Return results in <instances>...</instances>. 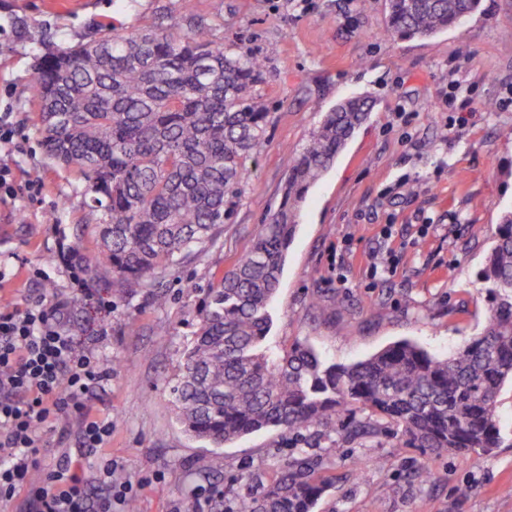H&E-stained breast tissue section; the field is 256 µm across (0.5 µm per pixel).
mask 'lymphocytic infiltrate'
I'll return each instance as SVG.
<instances>
[{"mask_svg":"<svg viewBox=\"0 0 512 512\" xmlns=\"http://www.w3.org/2000/svg\"><path fill=\"white\" fill-rule=\"evenodd\" d=\"M66 302L39 298L22 308L0 309V503L25 496L33 512H113L135 495L132 481H117L114 461L90 478L82 456L65 455L40 483L32 474L46 450L44 428L76 418L80 445L105 448L112 424L93 414L92 391L109 378L93 343L82 341L65 319ZM106 486L91 501L92 481Z\"/></svg>","mask_w":512,"mask_h":512,"instance_id":"obj_1","label":"lymphocytic infiltrate"}]
</instances>
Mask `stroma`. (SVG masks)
Returning <instances> with one entry per match:
<instances>
[{
  "mask_svg": "<svg viewBox=\"0 0 512 512\" xmlns=\"http://www.w3.org/2000/svg\"><path fill=\"white\" fill-rule=\"evenodd\" d=\"M460 29L428 39L386 32V0H0V82L11 91L23 152H2L18 179L39 177L44 203L0 204V287L22 307L66 297L65 257L90 199L77 174L41 146L35 75L45 45L67 47L101 28L122 32L163 23L187 29L185 11L218 35L265 58L258 87L272 110L266 140L242 198L215 245L161 278L168 295L112 300L109 318L73 305L69 318L111 370L90 403L111 421L105 455L119 478L151 477L136 512H213L232 480L267 482L306 448L325 457L331 485L314 512H512V386L498 398L502 442L468 458L403 448L388 423L336 447L280 430L215 449L183 431L170 387L198 328L210 287L251 248L277 210L288 168L323 112L353 94L370 95L367 122L310 190L270 307L265 345L283 353L298 341L326 362L350 364L400 339L445 354L485 322L488 293L477 276L504 209L512 207V0H483ZM39 34L33 42L31 34ZM393 250V272L370 276L372 251ZM48 271L49 281L29 277ZM193 281L186 292L184 281ZM321 296L323 310L312 307ZM384 468H377V461Z\"/></svg>",
  "mask_w": 512,
  "mask_h": 512,
  "instance_id": "1",
  "label": "stroma"
}]
</instances>
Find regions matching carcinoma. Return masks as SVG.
Returning <instances> with one entry per match:
<instances>
[{"mask_svg":"<svg viewBox=\"0 0 512 512\" xmlns=\"http://www.w3.org/2000/svg\"><path fill=\"white\" fill-rule=\"evenodd\" d=\"M482 0H388L392 37L462 26ZM264 60L211 29L110 28L50 49L37 65L42 147L92 193L84 227L98 248L97 277L133 297L213 242L233 215L270 112L257 92ZM373 100L349 96L325 112L288 171L276 213L250 252L204 298L200 326L170 393L185 432L212 448L277 428L290 433H373L367 411L395 427L403 447L461 457L500 446L498 395L512 381V209L479 277L489 284L483 329L461 348L431 354L407 340L349 365L328 364L307 344L279 356L264 342L268 308L310 188L367 121ZM325 462L304 454L224 512H313Z\"/></svg>","mask_w":512,"mask_h":512,"instance_id":"carcinoma-1","label":"carcinoma"}]
</instances>
